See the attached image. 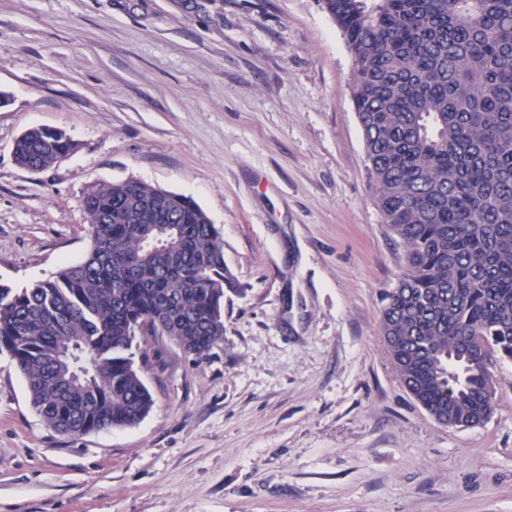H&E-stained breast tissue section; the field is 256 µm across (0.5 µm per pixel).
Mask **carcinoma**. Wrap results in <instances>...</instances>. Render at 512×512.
<instances>
[{
    "mask_svg": "<svg viewBox=\"0 0 512 512\" xmlns=\"http://www.w3.org/2000/svg\"><path fill=\"white\" fill-rule=\"evenodd\" d=\"M355 60L349 85L375 203L402 249L380 330L431 417L476 427L512 361V0H317ZM76 144L35 126L15 162ZM86 258L28 288L0 284V352L43 421L68 435L131 427L153 406L133 343L147 321L204 359L240 285L193 200L139 180L83 196Z\"/></svg>",
    "mask_w": 512,
    "mask_h": 512,
    "instance_id": "1",
    "label": "carcinoma"
}]
</instances>
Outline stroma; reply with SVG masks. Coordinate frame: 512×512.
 <instances>
[{"label": "stroma", "mask_w": 512, "mask_h": 512, "mask_svg": "<svg viewBox=\"0 0 512 512\" xmlns=\"http://www.w3.org/2000/svg\"><path fill=\"white\" fill-rule=\"evenodd\" d=\"M354 69L316 0H0V283L83 261L87 187L132 177L192 198L243 286L206 360L136 338L153 407L128 428L57 433L0 354V512H512V361L474 428L390 361L400 251ZM33 126L75 150L21 168Z\"/></svg>", "instance_id": "1"}]
</instances>
